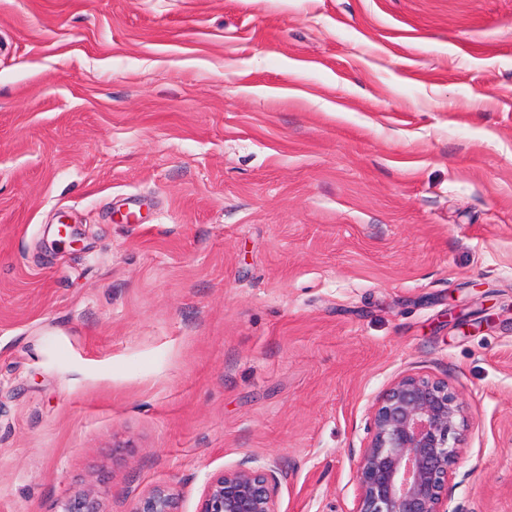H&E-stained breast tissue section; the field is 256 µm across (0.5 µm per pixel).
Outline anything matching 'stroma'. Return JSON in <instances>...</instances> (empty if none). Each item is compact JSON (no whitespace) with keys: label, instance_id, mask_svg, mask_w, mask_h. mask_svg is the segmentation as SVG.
Instances as JSON below:
<instances>
[{"label":"stroma","instance_id":"35a3bbf8","mask_svg":"<svg viewBox=\"0 0 512 512\" xmlns=\"http://www.w3.org/2000/svg\"><path fill=\"white\" fill-rule=\"evenodd\" d=\"M405 373L512 512V0H0V512H351ZM277 468L257 457L209 474L196 512H280ZM127 512H182L180 499L174 489L165 483L149 488L133 501ZM52 512H106L99 494L92 488L74 492L59 500Z\"/></svg>","mask_w":512,"mask_h":512}]
</instances>
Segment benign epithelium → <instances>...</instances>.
I'll use <instances>...</instances> for the list:
<instances>
[{
	"mask_svg": "<svg viewBox=\"0 0 512 512\" xmlns=\"http://www.w3.org/2000/svg\"><path fill=\"white\" fill-rule=\"evenodd\" d=\"M370 439L354 467L351 512H448V481L468 427L448 382L421 373L394 379L370 409ZM277 468L257 457L209 474L196 512H280ZM51 512H105L92 488L59 500ZM128 512H182L165 483L149 488Z\"/></svg>",
	"mask_w": 512,
	"mask_h": 512,
	"instance_id": "1",
	"label": "benign epithelium"
}]
</instances>
